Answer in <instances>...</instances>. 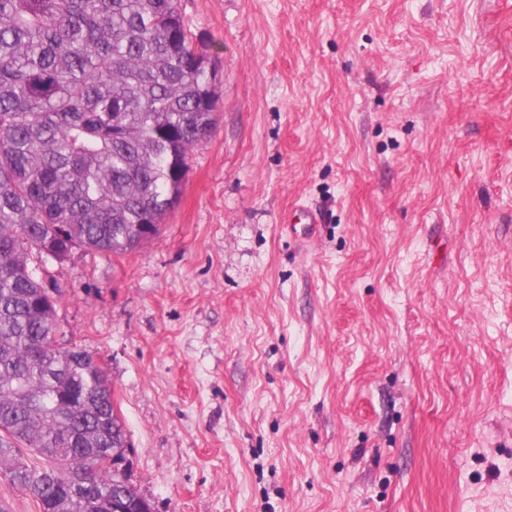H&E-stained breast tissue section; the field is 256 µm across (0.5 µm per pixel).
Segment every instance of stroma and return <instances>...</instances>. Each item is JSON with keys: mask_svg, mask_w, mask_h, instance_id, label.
Masks as SVG:
<instances>
[{"mask_svg": "<svg viewBox=\"0 0 512 512\" xmlns=\"http://www.w3.org/2000/svg\"><path fill=\"white\" fill-rule=\"evenodd\" d=\"M178 4L218 73L178 205L126 256L32 263L138 491L512 512V0Z\"/></svg>", "mask_w": 512, "mask_h": 512, "instance_id": "stroma-1", "label": "stroma"}]
</instances>
